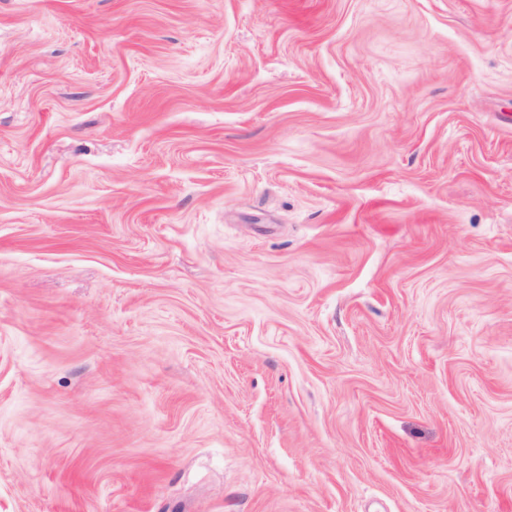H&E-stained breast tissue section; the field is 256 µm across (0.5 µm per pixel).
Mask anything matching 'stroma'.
<instances>
[{
  "label": "stroma",
  "mask_w": 512,
  "mask_h": 512,
  "mask_svg": "<svg viewBox=\"0 0 512 512\" xmlns=\"http://www.w3.org/2000/svg\"><path fill=\"white\" fill-rule=\"evenodd\" d=\"M0 512H512V0H0Z\"/></svg>",
  "instance_id": "stroma-1"
}]
</instances>
